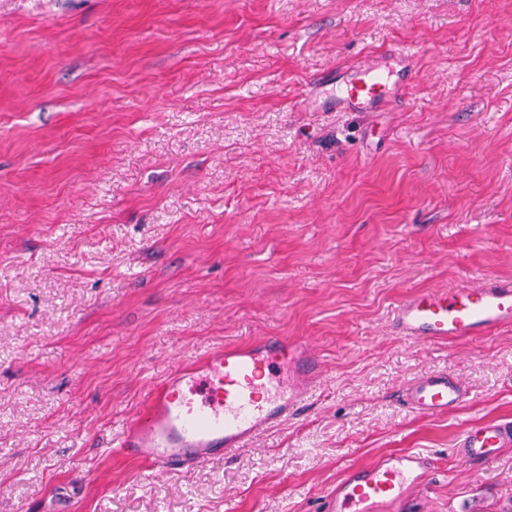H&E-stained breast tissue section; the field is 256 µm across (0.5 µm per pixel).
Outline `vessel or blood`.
<instances>
[{
	"instance_id": "1",
	"label": "vessel or blood",
	"mask_w": 512,
	"mask_h": 512,
	"mask_svg": "<svg viewBox=\"0 0 512 512\" xmlns=\"http://www.w3.org/2000/svg\"><path fill=\"white\" fill-rule=\"evenodd\" d=\"M391 77L375 62H360L324 72L311 85L337 86L338 110L367 111L394 97ZM505 327H512V280L499 278L413 292L397 302L390 324L394 335L425 344L488 336ZM322 371L320 356L305 339L269 336L213 351L198 366L158 383L147 396L145 415L128 423L119 453L165 475L229 455L296 417ZM467 397V387L447 371L414 377L400 392L403 404L423 415L456 410ZM511 447L512 421L503 420L469 425L457 444L474 467ZM436 467L420 451L389 452L349 467L330 497L332 512H397Z\"/></svg>"
}]
</instances>
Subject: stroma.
<instances>
[{
  "mask_svg": "<svg viewBox=\"0 0 512 512\" xmlns=\"http://www.w3.org/2000/svg\"><path fill=\"white\" fill-rule=\"evenodd\" d=\"M413 55L404 104L319 112L326 69ZM512 279V0H0V512H326L348 467L437 458L405 512H512V329L392 335L411 292ZM305 338L296 418L147 479L114 450L209 352ZM448 370L469 401L397 395ZM399 397L417 413L436 415L459 408L468 397V389L452 373L437 371L407 381ZM512 447V421H491L469 425L457 444L461 458L473 467L496 459L502 448Z\"/></svg>",
  "mask_w": 512,
  "mask_h": 512,
  "instance_id": "35a3bbf8",
  "label": "stroma"
}]
</instances>
